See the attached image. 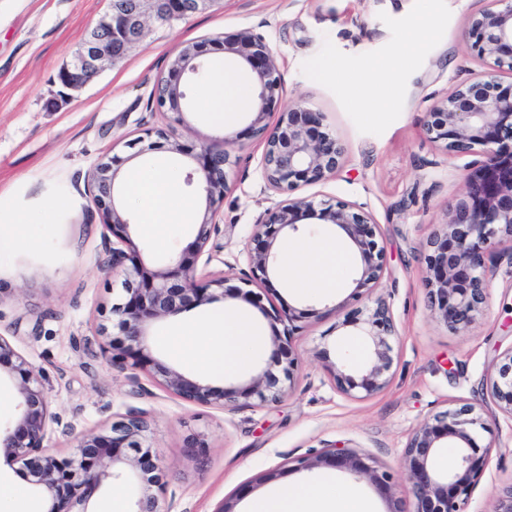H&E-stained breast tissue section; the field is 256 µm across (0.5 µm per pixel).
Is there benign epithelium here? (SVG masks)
Instances as JSON below:
<instances>
[{
	"instance_id": "1",
	"label": "benign epithelium",
	"mask_w": 512,
	"mask_h": 512,
	"mask_svg": "<svg viewBox=\"0 0 512 512\" xmlns=\"http://www.w3.org/2000/svg\"><path fill=\"white\" fill-rule=\"evenodd\" d=\"M217 0H108V10L88 31L71 59L60 69L58 80L67 89L88 84L106 66L125 58L146 36L149 24L172 25L211 8ZM471 55L486 61L485 70L460 85L452 94L430 106L424 125L427 138L440 143L464 163L466 181L462 195L450 207L442 229L424 244V286L431 310L452 330L466 329L482 313L500 257L503 238L512 240V0H488V6L473 16L465 30ZM222 51L235 57L250 74L253 86L251 136L264 143L261 157L265 186L284 199L264 211L253 225L246 247L247 270L240 287H225V278L200 284L196 266L219 225L213 222L227 189L231 150L238 137L225 136L200 146L199 150L170 140L163 129L154 134L168 142L169 149L191 158L196 166L186 172L185 182L198 184L205 200L202 222L194 238L177 260L149 266L142 259L131 233L128 213L118 200L120 158L102 161L89 173L94 204L104 227L116 239L112 246V268L124 272L125 299L112 306L119 338L108 334L101 353L112 363L148 375L154 383L179 399L213 407H236L275 402L294 380L297 367L290 336L303 312L294 308L269 313L257 301L253 285L264 287L278 273L276 245L286 233L299 231L305 216H316L334 226L339 239L359 256L358 278L352 296L364 288L378 286L384 275V250L379 229L362 208L344 201L316 202L293 193L305 185L333 177L346 154L344 143L323 128L322 113L300 104L279 113L268 122L280 97L282 80L274 55L265 39L251 31L184 46L172 59L167 75L156 85L157 108L183 122L186 81L197 75L205 57ZM229 299H241L259 308L272 322L284 325L273 330L277 345L274 366L263 367L249 380L228 386L188 376L151 355L149 337L158 319L175 318L190 308L212 302L215 291ZM350 324L373 345L374 359L365 369L341 357L331 368L336 387L354 396L372 395L390 381L393 365L391 340L397 327L390 303L377 297L373 306L352 312ZM10 364L15 375L16 418L14 425L0 430V455L21 460L33 489L50 503L48 512H74L86 503L85 490L98 487L115 476L114 465L123 462L128 483L140 489L133 512H160L157 494L163 482L158 456L147 444L149 423L129 413L112 423L105 434L84 435L76 451L60 456L43 447L48 422L53 415L41 373L0 336V362ZM490 390L501 411L512 416V350L496 364ZM482 425L474 408L464 404L435 414L412 435L404 451L403 466L411 482L414 512H461L460 499L476 485L485 457L492 445L480 447L472 430ZM453 438L463 448L454 469L438 474L430 461L443 439ZM332 467L345 470L359 480L379 488H390V474L378 472L361 454L329 445L297 460L300 469Z\"/></svg>"
}]
</instances>
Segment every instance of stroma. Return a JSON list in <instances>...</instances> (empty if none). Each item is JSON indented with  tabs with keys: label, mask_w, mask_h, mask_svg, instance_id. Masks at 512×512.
<instances>
[{
	"label": "stroma",
	"mask_w": 512,
	"mask_h": 512,
	"mask_svg": "<svg viewBox=\"0 0 512 512\" xmlns=\"http://www.w3.org/2000/svg\"><path fill=\"white\" fill-rule=\"evenodd\" d=\"M486 0H220L211 10L170 26H149L143 42L79 90L64 89L57 74L107 8V0H0V223L24 244L0 250V336L40 370L50 422L43 445L71 454L83 432L108 428L136 412L149 422L151 443L165 474L161 512H235L282 482L331 478L366 498L371 512L393 502L413 508L405 447L434 414L468 403L484 426L479 445L491 451L463 512H492L512 485V418L490 392L495 364L512 350V259L508 245L492 279L489 301L472 325L457 333L430 310L422 249L444 223L461 193L465 172L424 134L433 98L452 93L482 71L467 50V19ZM428 32L417 46L408 34L419 20ZM249 30L269 44L283 80L281 107L300 104L321 112L325 128L346 146L341 168L300 195L354 203L380 227L386 269L377 288L364 292L390 301L398 327L395 363L381 391L352 398L336 389L330 371L341 351L370 363L372 345L333 311L353 282L327 295L302 297L274 279L260 289L261 308L250 315L271 333L265 310H307L292 338L295 381L273 404L218 409L184 402L145 374L113 365L99 349V325L124 297L121 269L111 264L112 236L87 188V175L103 156L128 163L161 160L177 175L187 158L144 140L147 129L198 147L239 136L232 151L228 190L215 220L199 281L225 275L238 285L246 269L251 227L278 201L262 177L263 143L249 137L248 113L214 124L195 104L200 84L190 80L192 102L183 123L156 109L152 97L172 56L185 44ZM382 85L380 104L370 88ZM144 258L166 261L191 242L187 226L170 230L164 246L137 230ZM205 439V457L192 455V435ZM345 446L390 473L391 494L319 467L298 469L295 459L328 445Z\"/></svg>",
	"instance_id": "obj_1"
}]
</instances>
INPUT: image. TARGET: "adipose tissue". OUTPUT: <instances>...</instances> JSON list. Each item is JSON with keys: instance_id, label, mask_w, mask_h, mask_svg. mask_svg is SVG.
I'll use <instances>...</instances> for the list:
<instances>
[{"instance_id": "ef3b65f1", "label": "adipose tissue", "mask_w": 512, "mask_h": 512, "mask_svg": "<svg viewBox=\"0 0 512 512\" xmlns=\"http://www.w3.org/2000/svg\"><path fill=\"white\" fill-rule=\"evenodd\" d=\"M247 103L236 76L221 67L199 90V107L220 122L229 121ZM122 194L140 217L142 230L159 241L173 226L192 222L198 212L197 198L182 194L173 175L160 168H128L122 176ZM279 258L282 278L303 295L326 294L339 288L353 262L349 252L322 238L284 242ZM159 341L178 359L210 376L249 366L262 350L256 325L230 306L204 321L166 331ZM250 512H370V505L358 493L342 490L328 480L287 486L256 501Z\"/></svg>"}]
</instances>
